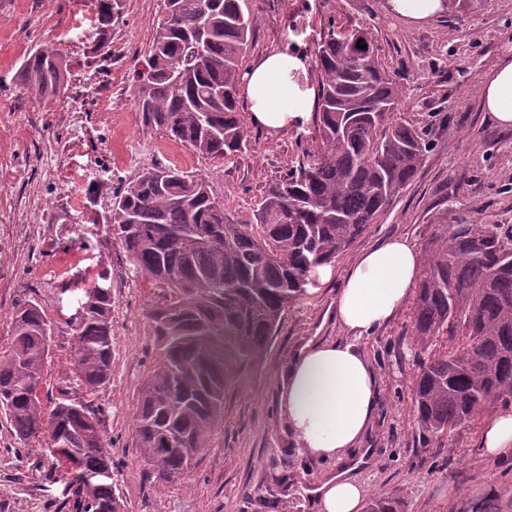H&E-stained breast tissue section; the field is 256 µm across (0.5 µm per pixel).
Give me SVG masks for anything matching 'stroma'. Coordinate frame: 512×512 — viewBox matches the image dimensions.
Wrapping results in <instances>:
<instances>
[{
	"mask_svg": "<svg viewBox=\"0 0 512 512\" xmlns=\"http://www.w3.org/2000/svg\"><path fill=\"white\" fill-rule=\"evenodd\" d=\"M256 29L246 61L274 47L312 57L323 25L359 26L374 37L402 89L401 114L429 133L414 180L288 307L262 360L241 368L224 394L220 426L182 483L147 480L132 439L138 390L159 356L149 308L163 284L139 272L112 233V198L154 162L205 178L225 210L252 217L268 184L305 161L315 117L276 135L251 129L247 150L212 160L146 129L134 100V69L161 13L160 0H123V17L96 50V0H0V351L12 339L16 305L36 301L53 320L43 401L58 395L74 356L70 318L86 283L108 268L112 285V378L89 402L101 411L123 512H316L309 491L333 464L303 454L283 421L278 384L290 355L337 339L336 291L364 248L406 236L424 248L453 224L512 225V125L485 112L477 88L512 55V0H453L448 13L412 26L382 0H248ZM56 49L67 85L43 101L21 83L25 57ZM404 307L360 345L380 377L377 417L364 445L376 449L359 477L368 496L400 497L406 512H471L491 501L512 512V457L491 462L482 426L452 436L423 433L413 418L422 358ZM55 460L19 444L0 413V512H73Z\"/></svg>",
	"mask_w": 512,
	"mask_h": 512,
	"instance_id": "1",
	"label": "stroma"
}]
</instances>
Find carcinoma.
<instances>
[{
  "instance_id": "obj_1",
  "label": "carcinoma",
  "mask_w": 512,
  "mask_h": 512,
  "mask_svg": "<svg viewBox=\"0 0 512 512\" xmlns=\"http://www.w3.org/2000/svg\"><path fill=\"white\" fill-rule=\"evenodd\" d=\"M245 0H163L137 72L144 127L204 158L230 159L250 142L239 86L253 35ZM123 0H97L98 48L119 24ZM358 29L321 30L311 160L270 183L252 220L225 212L209 182L176 166L142 170L112 202L113 235L146 277L167 286L149 316L159 358L138 391L133 437L152 481L184 479L223 419L235 368L261 360L284 310L385 212L416 176L427 142L398 112L400 90L374 42ZM66 64L52 49L28 54L22 84L56 99ZM413 336L432 349L414 386L417 424L450 435L512 396V225L455 224L424 250ZM103 272L85 288L88 317L71 327L76 384L91 394L112 377V289ZM0 352V409L18 439L63 463L76 512H120L101 419L64 395L45 411L39 396L53 321L35 302L19 305ZM183 437L169 444V434ZM378 496L366 512H404Z\"/></svg>"
}]
</instances>
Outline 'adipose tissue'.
Listing matches in <instances>:
<instances>
[{"label": "adipose tissue", "mask_w": 512, "mask_h": 512, "mask_svg": "<svg viewBox=\"0 0 512 512\" xmlns=\"http://www.w3.org/2000/svg\"><path fill=\"white\" fill-rule=\"evenodd\" d=\"M450 0H383L386 13L422 25L447 13ZM303 56L273 48L247 68L241 93L254 124L278 133L305 118L317 88H300ZM482 105L502 124H512V58H499L479 85ZM422 257L416 243L391 237L362 251L345 270L336 295V321L347 337L304 346L288 363L278 389L279 409L303 451L335 460L342 467L316 490L319 512H362L366 489L348 458L369 431L380 387L376 373L357 345L388 323L416 286ZM481 446L493 461L512 456V409L484 424Z\"/></svg>", "instance_id": "ef3b65f1"}]
</instances>
